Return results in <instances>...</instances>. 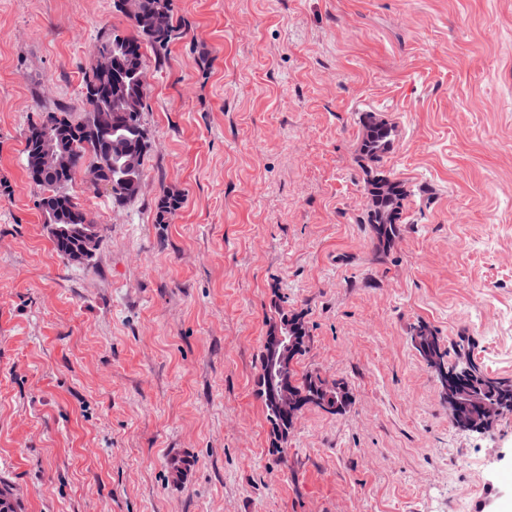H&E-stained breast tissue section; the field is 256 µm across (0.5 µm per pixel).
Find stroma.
<instances>
[{
  "label": "stroma",
  "mask_w": 512,
  "mask_h": 512,
  "mask_svg": "<svg viewBox=\"0 0 512 512\" xmlns=\"http://www.w3.org/2000/svg\"><path fill=\"white\" fill-rule=\"evenodd\" d=\"M172 4L192 32L147 55L140 191L76 174L99 242L74 260L24 131L82 111L94 46L128 22L0 0V489L18 512H512V414L454 427L410 341L420 321L474 337L512 379V0ZM364 112L407 191L387 250ZM278 298L311 336L298 372L352 396L303 410L282 456L255 386Z\"/></svg>",
  "instance_id": "35a3bbf8"
}]
</instances>
